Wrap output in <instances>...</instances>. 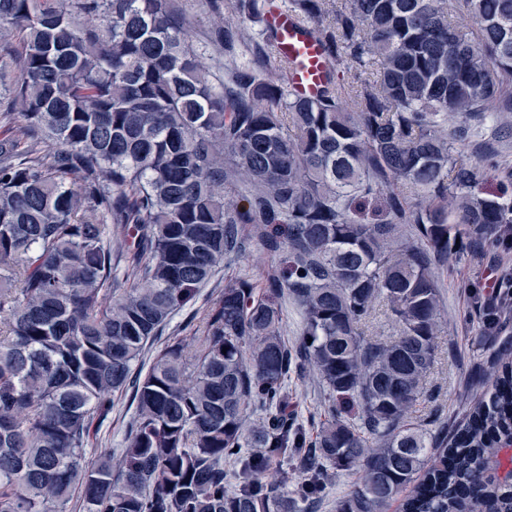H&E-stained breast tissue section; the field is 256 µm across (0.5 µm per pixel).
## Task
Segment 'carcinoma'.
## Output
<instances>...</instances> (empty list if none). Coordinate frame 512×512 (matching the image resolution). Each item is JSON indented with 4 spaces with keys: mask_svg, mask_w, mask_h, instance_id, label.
<instances>
[{
    "mask_svg": "<svg viewBox=\"0 0 512 512\" xmlns=\"http://www.w3.org/2000/svg\"><path fill=\"white\" fill-rule=\"evenodd\" d=\"M198 2L200 44L178 0H0L22 45L0 64V512H308L331 468L359 474L336 512H512V480L482 470L512 474V338L472 369L459 422L410 423L438 267L512 249V191L480 189L494 156L456 147L512 123V0H457L473 32L448 0ZM276 7L324 47L314 96L276 77ZM251 241L265 286L226 282L198 335L139 370ZM471 294L481 346L512 306ZM380 304L396 330L368 336ZM293 372L325 392L313 439L288 417ZM129 388L115 462L91 434ZM283 323V339L289 347L293 346L299 338L301 317L290 301L283 304Z\"/></svg>",
    "mask_w": 512,
    "mask_h": 512,
    "instance_id": "obj_1",
    "label": "carcinoma"
}]
</instances>
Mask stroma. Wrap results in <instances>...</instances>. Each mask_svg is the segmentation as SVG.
I'll return each instance as SVG.
<instances>
[{
    "label": "stroma",
    "mask_w": 512,
    "mask_h": 512,
    "mask_svg": "<svg viewBox=\"0 0 512 512\" xmlns=\"http://www.w3.org/2000/svg\"><path fill=\"white\" fill-rule=\"evenodd\" d=\"M492 143L498 154V168L486 190H496L499 183L512 179V135L504 134L494 126H484L478 138L461 144L460 152L471 159L481 156L482 143ZM498 268L500 273L512 272V251L498 254H484L471 251L449 260L447 266L439 269L442 291V315L445 329L439 338L437 362L430 374L426 390L427 400L416 407L417 419H426L432 407H440L445 421L451 422L462 411L461 393L465 378L471 366L482 356L481 350L472 343L476 312L471 298L470 287L481 281L486 267ZM271 268L270 258L258 247L250 246L245 256L234 265H221L211 281L201 288L195 303L178 312L164 328L162 335L152 348L146 350L142 363L150 365L159 349L173 337L193 335L194 329L210 302L223 290L225 282L239 275L248 274L257 280H264ZM291 410L295 417L304 422L309 432H316L325 420L327 405L325 392L316 376L289 378ZM135 406L131 393H119L112 399V412L100 426L92 439V446L99 452H116L133 418Z\"/></svg>",
    "instance_id": "1"
}]
</instances>
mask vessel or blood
<instances>
[{"instance_id": "1", "label": "vessel or blood", "mask_w": 512, "mask_h": 512, "mask_svg": "<svg viewBox=\"0 0 512 512\" xmlns=\"http://www.w3.org/2000/svg\"><path fill=\"white\" fill-rule=\"evenodd\" d=\"M267 25L275 35V53L288 61L287 81L293 91L305 96L316 94L330 72L322 45L283 11L268 14Z\"/></svg>"}]
</instances>
